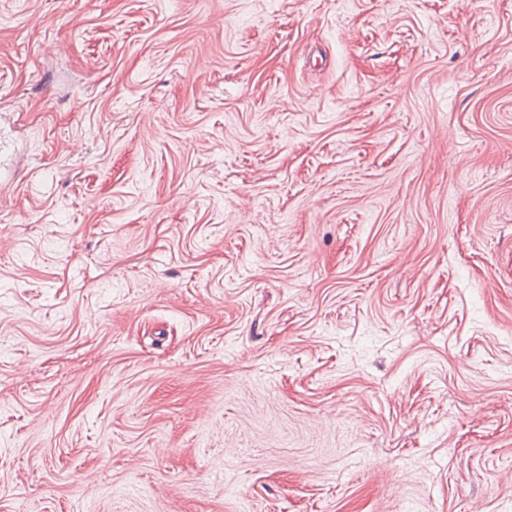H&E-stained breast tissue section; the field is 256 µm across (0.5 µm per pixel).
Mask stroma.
<instances>
[{"mask_svg": "<svg viewBox=\"0 0 512 512\" xmlns=\"http://www.w3.org/2000/svg\"><path fill=\"white\" fill-rule=\"evenodd\" d=\"M0 512H512V0H0Z\"/></svg>", "mask_w": 512, "mask_h": 512, "instance_id": "1", "label": "stroma"}]
</instances>
